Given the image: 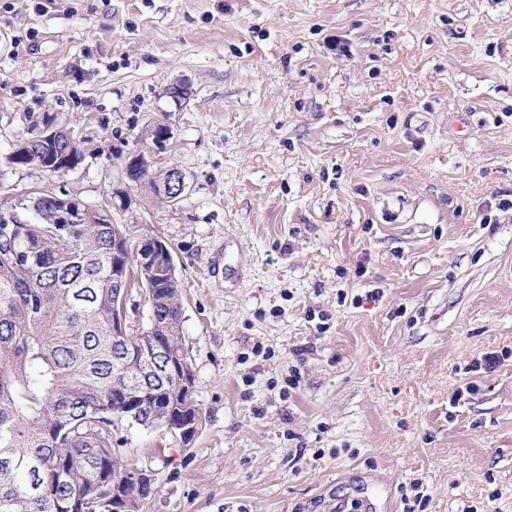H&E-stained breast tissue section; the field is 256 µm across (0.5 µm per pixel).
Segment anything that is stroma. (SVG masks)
<instances>
[{"label": "stroma", "instance_id": "1", "mask_svg": "<svg viewBox=\"0 0 512 512\" xmlns=\"http://www.w3.org/2000/svg\"><path fill=\"white\" fill-rule=\"evenodd\" d=\"M49 114L82 161L0 198L104 208L184 289L202 427L117 432L143 512H512V0H0V161ZM150 188L156 198L174 205L187 191V176L180 168L171 167L163 172L162 177L154 180Z\"/></svg>", "mask_w": 512, "mask_h": 512}]
</instances>
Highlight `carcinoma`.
<instances>
[{"instance_id": "1", "label": "carcinoma", "mask_w": 512, "mask_h": 512, "mask_svg": "<svg viewBox=\"0 0 512 512\" xmlns=\"http://www.w3.org/2000/svg\"><path fill=\"white\" fill-rule=\"evenodd\" d=\"M45 125L57 130L58 152L82 157L54 117ZM43 162L36 142L6 157L12 169ZM42 196L0 202V512H112V481L135 467L114 434L201 416L184 387L194 370L182 342L181 282L161 265L146 275L131 257V287L153 318L144 330L114 333L112 236L125 227L53 224ZM155 491L132 481L122 488L133 512Z\"/></svg>"}]
</instances>
